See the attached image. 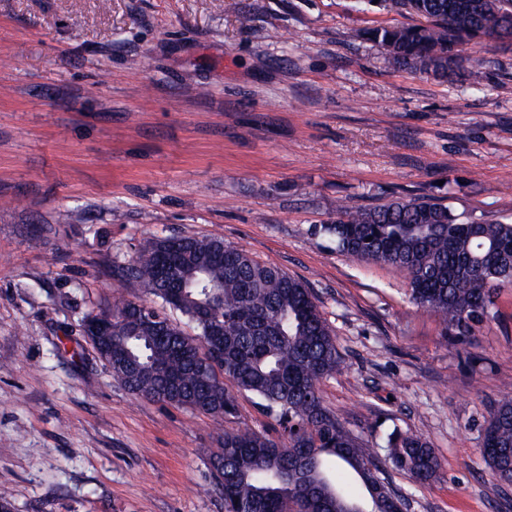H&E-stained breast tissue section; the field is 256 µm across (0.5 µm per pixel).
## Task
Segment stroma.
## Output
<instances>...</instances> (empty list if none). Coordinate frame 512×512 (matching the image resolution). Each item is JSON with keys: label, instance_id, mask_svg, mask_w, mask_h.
Returning a JSON list of instances; mask_svg holds the SVG:
<instances>
[{"label": "stroma", "instance_id": "1", "mask_svg": "<svg viewBox=\"0 0 512 512\" xmlns=\"http://www.w3.org/2000/svg\"><path fill=\"white\" fill-rule=\"evenodd\" d=\"M248 25H241V16ZM419 19L359 0H0V499L14 512H224L207 414L128 391L81 333L153 236H213L303 281L349 428L423 434L440 471L379 466L407 512H512L477 428L512 378V288L467 344L403 273L322 225L428 196L512 216V46L466 48L487 85L389 63L367 29Z\"/></svg>", "mask_w": 512, "mask_h": 512}]
</instances>
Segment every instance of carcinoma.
Segmentation results:
<instances>
[{
  "label": "carcinoma",
  "mask_w": 512,
  "mask_h": 512,
  "mask_svg": "<svg viewBox=\"0 0 512 512\" xmlns=\"http://www.w3.org/2000/svg\"><path fill=\"white\" fill-rule=\"evenodd\" d=\"M380 6L425 19L366 31L398 68L444 81L463 75L480 89L483 63L465 67L463 48L481 38L512 45V0ZM321 229L337 251L399 269L410 301L460 343L497 319L499 293L512 288V220H472L429 198L356 211L339 204L336 221ZM117 273L140 283L160 307L118 295L81 324L108 321L106 334L88 340L128 391L220 425L237 411L227 378L280 427L276 436L224 431L210 456L224 512H395L399 494L378 476L369 440L324 403L320 384L341 372L343 360L303 282L217 237L149 238ZM478 429L484 462L501 483H512V393L490 405ZM381 448L418 483L439 474L434 448L419 433L395 427Z\"/></svg>",
  "instance_id": "1"
}]
</instances>
